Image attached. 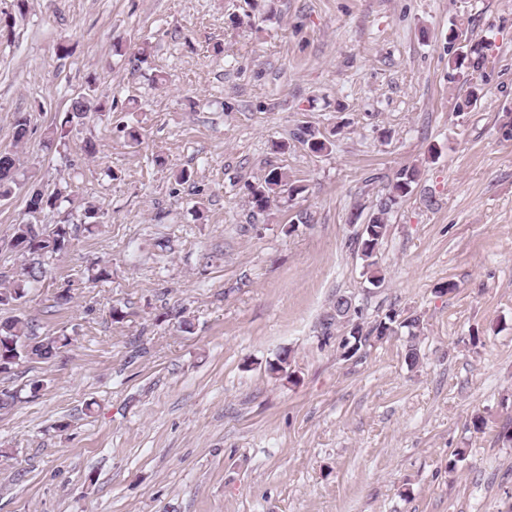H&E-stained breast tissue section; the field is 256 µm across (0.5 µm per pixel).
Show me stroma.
<instances>
[{"label": "stroma", "instance_id": "1", "mask_svg": "<svg viewBox=\"0 0 512 512\" xmlns=\"http://www.w3.org/2000/svg\"><path fill=\"white\" fill-rule=\"evenodd\" d=\"M0 13L15 17L0 152L28 182L77 169L75 211L102 213L17 311L73 342L0 374L20 393L0 410V512H512V0ZM456 24L487 56L469 84L449 64ZM473 84L480 99L457 111ZM79 94L112 110L70 132L64 161L45 135ZM304 122L332 148L295 143ZM274 167L304 191L251 215L247 185ZM407 167L419 177L390 214L376 287L350 239ZM299 211L309 223L290 225ZM96 263L109 279L88 281ZM340 294L370 322L419 314V364L403 330L342 357L320 333Z\"/></svg>", "mask_w": 512, "mask_h": 512}]
</instances>
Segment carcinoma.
I'll return each mask as SVG.
<instances>
[{"instance_id":"carcinoma-1","label":"carcinoma","mask_w":512,"mask_h":512,"mask_svg":"<svg viewBox=\"0 0 512 512\" xmlns=\"http://www.w3.org/2000/svg\"><path fill=\"white\" fill-rule=\"evenodd\" d=\"M484 64L481 49L475 47L462 61H451L452 69L466 74L477 72ZM106 105L95 97L76 98L62 118L60 125L47 132L46 141L56 142L62 149L61 158H67L68 129L84 125L103 115ZM293 138L312 153L327 151L333 141L319 128L305 123L296 128ZM418 170L404 168L395 180L380 195L366 222L357 225L355 245L362 260L363 274L370 284L376 286L384 281L378 255L387 232L388 215L398 199L412 191L417 181ZM26 188V219L13 225V232L6 244V250L22 258L20 271L0 270V306L19 307L26 302L30 289L37 287L48 276L51 266L58 257L67 253L74 240L83 233L91 234L98 229L99 209L89 206L84 209L79 221H74L71 184L59 182L52 189L36 185H25L19 181V168L15 154L0 152V200L9 199L16 190ZM302 187L290 178L288 172L280 168L268 170L257 182L248 185L249 205L252 212L264 213L280 198L299 194ZM352 296H336L332 312L321 323L322 335L330 336L338 331L349 338V345L361 349L375 341L383 340L398 333L402 328L408 335L416 337L420 326L417 316L399 319L392 312L371 324L363 317L347 309ZM72 342L67 335L43 336L36 324L24 316H13L0 320V371L9 373L23 363L49 361L60 350Z\"/></svg>"}]
</instances>
